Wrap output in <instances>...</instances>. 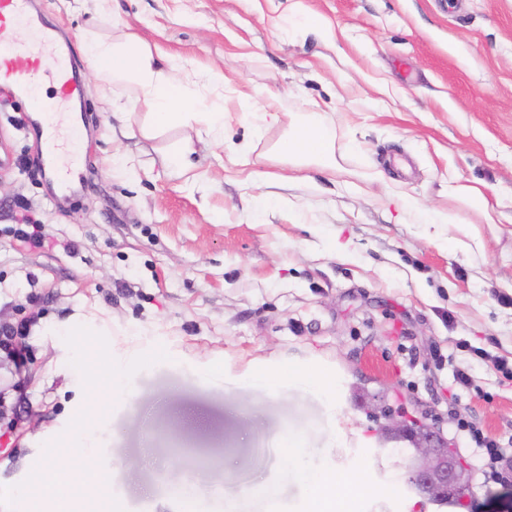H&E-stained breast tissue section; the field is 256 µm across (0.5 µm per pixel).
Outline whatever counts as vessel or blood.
Listing matches in <instances>:
<instances>
[{
  "label": "vessel or blood",
  "instance_id": "1",
  "mask_svg": "<svg viewBox=\"0 0 512 512\" xmlns=\"http://www.w3.org/2000/svg\"><path fill=\"white\" fill-rule=\"evenodd\" d=\"M33 5L34 0H0V87L12 91L27 107H40L38 166L64 187L72 176L87 175L80 130L90 124L91 117L73 114L72 104L82 88L75 76L77 59L71 45L60 40L56 29L43 25ZM23 28L31 31L35 47L18 43L16 34ZM44 76L54 89L49 103L40 95Z\"/></svg>",
  "mask_w": 512,
  "mask_h": 512
}]
</instances>
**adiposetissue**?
Here are the masks:
<instances>
[{"label": "adipose tissue", "instance_id": "ef3b65f1", "mask_svg": "<svg viewBox=\"0 0 512 512\" xmlns=\"http://www.w3.org/2000/svg\"><path fill=\"white\" fill-rule=\"evenodd\" d=\"M90 68L109 72L113 84L131 85L139 101L148 110L151 122L143 126V135L169 126L204 124V133L216 143L224 141V105L199 100L170 65L165 53L152 50L137 36L121 33L110 41H95L88 47ZM335 129L322 113L306 112L284 140L279 152L287 157L306 158L326 170H335L333 153ZM93 422L84 418L72 430L70 441L50 450L40 462L35 481L18 489L24 512H46L51 501H58L55 512H72L71 502H83L82 512H122L110 493L106 474L100 473L90 486L83 487L69 478L84 468L92 454L88 442ZM308 512H335L336 497L332 485L351 486L349 477L325 471L307 475Z\"/></svg>", "mask_w": 512, "mask_h": 512}]
</instances>
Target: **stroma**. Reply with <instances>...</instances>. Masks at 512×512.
I'll use <instances>...</instances> for the list:
<instances>
[{
  "instance_id": "obj_1",
  "label": "stroma",
  "mask_w": 512,
  "mask_h": 512,
  "mask_svg": "<svg viewBox=\"0 0 512 512\" xmlns=\"http://www.w3.org/2000/svg\"><path fill=\"white\" fill-rule=\"evenodd\" d=\"M35 4L73 36L94 121L89 180L62 191L19 166L37 139L0 113V329L28 353L19 374L0 348V512H20L12 487L95 415L104 392L73 370L102 355L123 380L93 427L111 457L91 456L83 478L118 479L125 506L182 512L176 470L220 512H301L305 473L331 469L356 479L352 512H439L376 431L388 410L450 434L452 366L437 365L449 355L473 377L462 407L512 436V380L471 353L512 365V0H118L197 95L224 102V145L195 140L181 178L162 158L190 129L143 136L145 105L84 65L93 38H112L111 15ZM291 9L320 27L281 33ZM265 89L282 117L260 129ZM295 112L333 122L335 173L277 181ZM241 148L248 164L233 160ZM463 184L482 189L494 223ZM400 193L456 223H420L392 203ZM254 195L272 200L263 214ZM20 200L45 248L14 238ZM76 322L84 335L66 332ZM262 370L316 382L273 391ZM259 481L272 497L250 494Z\"/></svg>"
}]
</instances>
